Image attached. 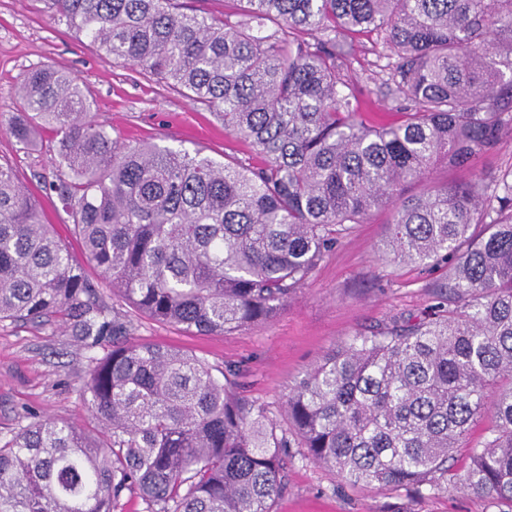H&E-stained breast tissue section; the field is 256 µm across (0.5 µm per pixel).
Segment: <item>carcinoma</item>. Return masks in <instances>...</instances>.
Wrapping results in <instances>:
<instances>
[{
	"instance_id": "obj_1",
	"label": "carcinoma",
	"mask_w": 512,
	"mask_h": 512,
	"mask_svg": "<svg viewBox=\"0 0 512 512\" xmlns=\"http://www.w3.org/2000/svg\"><path fill=\"white\" fill-rule=\"evenodd\" d=\"M35 2L213 113L262 162L114 136L76 76L24 75L7 124L25 146L49 134L42 188L84 259L0 162V320L72 326L106 437L23 413L29 424L0 445V512H114L134 491L146 512H273L290 448L352 487L451 486L512 512V179L433 177L512 127V0H237L218 16L182 0ZM361 30L397 58L399 124L366 125L339 76L336 40ZM379 210L390 212L383 254L444 261L448 283L430 313L312 365L288 394L287 429L236 393L234 371L128 341L86 272L156 322L224 335L276 317L336 235ZM481 422L470 463L453 471Z\"/></svg>"
}]
</instances>
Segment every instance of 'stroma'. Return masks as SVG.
Instances as JSON below:
<instances>
[{
    "label": "stroma",
    "instance_id": "obj_1",
    "mask_svg": "<svg viewBox=\"0 0 512 512\" xmlns=\"http://www.w3.org/2000/svg\"><path fill=\"white\" fill-rule=\"evenodd\" d=\"M50 64L77 76L94 103L99 120L130 140L151 139L173 149L198 148L216 160L231 157L257 164L252 147L225 132L221 123L139 69L116 63L84 36L58 25L37 0H0V114L16 111L23 76ZM395 64L376 34L354 37L343 79L361 94V111L370 124L398 123L401 102L387 83ZM0 159L9 161L19 181L39 193L43 216L74 255H81L56 198L40 190L50 175L49 142L23 148L0 126ZM512 170V131L497 148L464 169L437 168L441 183L475 178L493 182ZM387 212L339 235L311 279L272 321L226 335H192L153 321L135 310L108 284L105 300L130 326L134 341H152L197 355L213 369H238L236 391L265 405L271 417H284L288 394L311 365L341 341L394 319L423 315L437 302L448 268L396 263L382 259L377 246L386 232ZM88 361L70 329L53 324L0 322V444L18 431L24 411L41 418L77 424L92 437L101 427L83 393ZM286 485L273 512H496L473 494L451 489L441 493L399 489H353L335 471L291 449Z\"/></svg>",
    "mask_w": 512,
    "mask_h": 512
}]
</instances>
